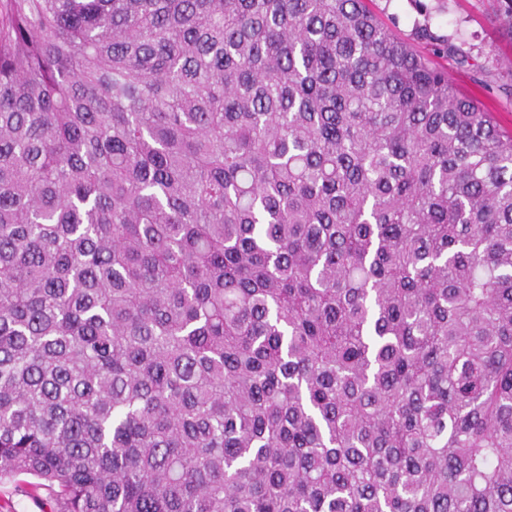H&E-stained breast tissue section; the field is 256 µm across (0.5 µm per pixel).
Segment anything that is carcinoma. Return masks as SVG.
<instances>
[{
	"mask_svg": "<svg viewBox=\"0 0 512 512\" xmlns=\"http://www.w3.org/2000/svg\"><path fill=\"white\" fill-rule=\"evenodd\" d=\"M371 2L0 0V480L512 512V135Z\"/></svg>",
	"mask_w": 512,
	"mask_h": 512,
	"instance_id": "obj_1",
	"label": "carcinoma"
}]
</instances>
